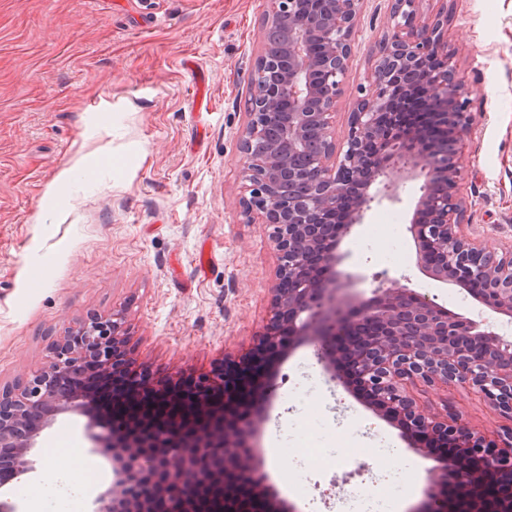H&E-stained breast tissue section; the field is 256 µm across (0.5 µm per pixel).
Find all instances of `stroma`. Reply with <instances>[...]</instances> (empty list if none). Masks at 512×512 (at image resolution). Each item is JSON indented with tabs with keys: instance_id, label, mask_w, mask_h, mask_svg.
<instances>
[{
	"instance_id": "35a3bbf8",
	"label": "stroma",
	"mask_w": 512,
	"mask_h": 512,
	"mask_svg": "<svg viewBox=\"0 0 512 512\" xmlns=\"http://www.w3.org/2000/svg\"><path fill=\"white\" fill-rule=\"evenodd\" d=\"M448 10V46L474 91L476 121L461 144L464 232L512 247V0H428ZM266 0H0V384L45 365L50 346L88 312L125 313L135 358L152 376L233 366L270 318L276 252L266 225L244 211L237 134ZM388 0H363L356 51L333 123L343 129L386 30ZM65 184H58L60 173ZM420 181L396 179L399 203L371 202L343 243L348 268L390 281L472 319L501 320L462 288L425 277L407 227ZM397 211L399 223L379 217ZM308 366L316 387L288 381ZM259 442L288 459L269 471L278 496L302 512L304 472L292 413L311 436L335 421L353 432L337 457L401 445L397 428L329 381L312 346L268 380ZM425 413L453 405L485 435L506 430L463 388H428ZM83 417L60 416L39 441L35 473L16 479L24 507L54 456L78 449L99 485L112 472L90 452ZM393 468L391 512L422 497L430 460Z\"/></svg>"
}]
</instances>
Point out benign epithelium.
Returning a JSON list of instances; mask_svg holds the SVG:
<instances>
[{
    "mask_svg": "<svg viewBox=\"0 0 512 512\" xmlns=\"http://www.w3.org/2000/svg\"><path fill=\"white\" fill-rule=\"evenodd\" d=\"M420 2L391 0L368 88L339 142L332 117L354 55L361 0H269L248 120L238 132L246 208L272 228L277 254L270 320L242 358L249 366L261 353L249 388L229 392L215 366L199 375L188 400L181 379L144 373L127 348L120 314L90 313L51 345L45 366L0 387V447L11 449L0 463L14 477L35 472L42 432L70 414L85 418L92 450L111 462L112 479L91 512H171L175 499L184 512H293L267 484L254 444L269 417L268 371L285 351L312 345L329 380L354 396L332 341L360 326L375 329L353 354L368 407L435 462L412 512H456L448 484L468 492L498 484L501 471L512 468V427L495 444L457 411L425 416L413 395L421 385H459L512 422V337L413 289L388 288L376 275L368 297L356 288L366 275L343 268L341 244L374 200L369 189L399 171L423 180L408 227L418 268L512 320V249L488 251L460 230L457 153L473 122V90L448 51V13L425 14ZM403 96L419 97L428 121L391 131L379 117ZM113 351L122 353L127 375L122 402L137 411L148 400L152 413L147 420L118 413L111 430L108 413L78 379L91 360L102 363ZM62 375L74 381L62 385ZM243 484L251 490L246 501L238 493ZM477 510L512 512V486Z\"/></svg>",
    "mask_w": 512,
    "mask_h": 512,
    "instance_id": "7a95c632",
    "label": "benign epithelium"
}]
</instances>
